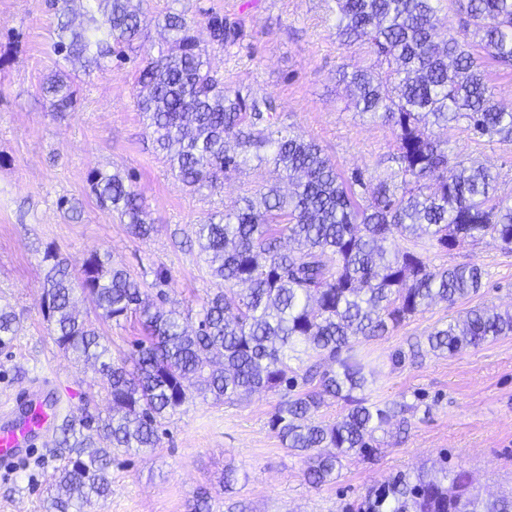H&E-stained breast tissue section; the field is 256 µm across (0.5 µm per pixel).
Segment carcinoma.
<instances>
[{"instance_id":"1","label":"carcinoma","mask_w":512,"mask_h":512,"mask_svg":"<svg viewBox=\"0 0 512 512\" xmlns=\"http://www.w3.org/2000/svg\"><path fill=\"white\" fill-rule=\"evenodd\" d=\"M81 2L78 23L69 0H61L53 53L103 72L112 59H127L146 16L134 0ZM333 2L336 37L346 46L365 43L377 56L376 68L340 66L339 80L356 111L392 127L400 181L344 177L317 142L279 125L272 98L224 86L209 65L208 47L239 45V21L205 14V47L195 35L197 22L166 11L165 46L147 52L138 69L137 107L173 175L213 192L231 172L271 166L293 191L284 195L273 185L246 194L235 211L197 225L215 289L192 328L181 312L163 307V292L151 295L111 254H90L74 277L66 258L46 251L42 308L55 342L109 384L106 416L59 428L56 447L69 457L57 469L46 512H84L109 496L112 455L158 447L162 420L195 394L221 402L282 392L271 430L304 458L311 485L331 481L344 458L375 451V432L397 414L357 395L368 378L355 344L384 335L438 299L453 305L483 286L481 268L431 266L400 242L425 238L448 253L489 237L512 251V207L498 195V176L465 164L449 140L432 132L463 121L480 138L512 144V112L494 101L485 70L487 64L512 69V0H457L465 15L458 30L434 23L438 0ZM41 90L54 114L74 109L64 72L48 77ZM232 141L240 151L228 149ZM88 182L99 206L134 234L153 231L132 177L93 170ZM77 288L92 302L97 322L76 312ZM133 317L146 336L136 341L130 364L112 355L99 324L119 326ZM17 331L16 312L0 306V348ZM511 335L512 312L482 306L431 333L428 344L454 356ZM300 346L330 366L292 367ZM327 397L347 411L333 422L317 421ZM342 512H512V495L486 496L466 470L445 464L430 477L392 474Z\"/></svg>"}]
</instances>
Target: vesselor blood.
<instances>
[{
	"mask_svg": "<svg viewBox=\"0 0 512 512\" xmlns=\"http://www.w3.org/2000/svg\"><path fill=\"white\" fill-rule=\"evenodd\" d=\"M24 411L12 415L0 426V466L8 467L26 455L36 440L47 432L53 410L48 404L45 386L24 393L19 399Z\"/></svg>",
	"mask_w": 512,
	"mask_h": 512,
	"instance_id": "obj_1",
	"label": "vessel or blood"
}]
</instances>
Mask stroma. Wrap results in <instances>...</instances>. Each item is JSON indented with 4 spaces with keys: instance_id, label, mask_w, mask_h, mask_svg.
I'll use <instances>...</instances> for the list:
<instances>
[{
    "instance_id": "obj_1",
    "label": "stroma",
    "mask_w": 512,
    "mask_h": 512,
    "mask_svg": "<svg viewBox=\"0 0 512 512\" xmlns=\"http://www.w3.org/2000/svg\"><path fill=\"white\" fill-rule=\"evenodd\" d=\"M149 20L144 46L162 40L155 16L174 9L202 18L213 11L241 18L240 46L210 52L225 84L278 105V119L317 141L344 174L364 180L394 176L391 126L356 112L342 64L369 68L368 46H344L336 37L330 0H143ZM56 17L47 0H0V304L20 318L11 348L0 350V398L16 396L35 379L56 381L62 417L106 411L107 382L59 350L42 311L47 247L73 267L94 252H110L145 283L157 268L172 279L169 302L197 314L213 286L194 247L195 228L240 197L274 181L272 169L225 177L216 191H194L171 173L155 151L136 107L140 53L110 70L85 75L68 66L76 105L56 118L40 86L58 68L51 52ZM455 152L500 175V194L512 205V145L474 138L464 125L440 130ZM132 175L154 231L135 235L101 210L90 190L91 171ZM75 202L78 214L59 208ZM429 264L473 263L484 272L477 294L455 305L438 301L381 338L358 344L377 375L370 401L404 407L403 421L376 432L372 458L351 455L338 477L312 487L302 457L286 449L269 426L279 393L234 403L193 396L165 419L158 448L122 454L112 463V493L90 512H192L208 492L210 512H339L341 503L397 471L431 474L441 458L468 470L487 495L512 494V335L448 357L426 349L427 337L475 306L512 310V253L485 238L463 249H423ZM61 458L36 446L11 470L0 468V512H45L51 476ZM235 480L225 484V470Z\"/></svg>"
}]
</instances>
